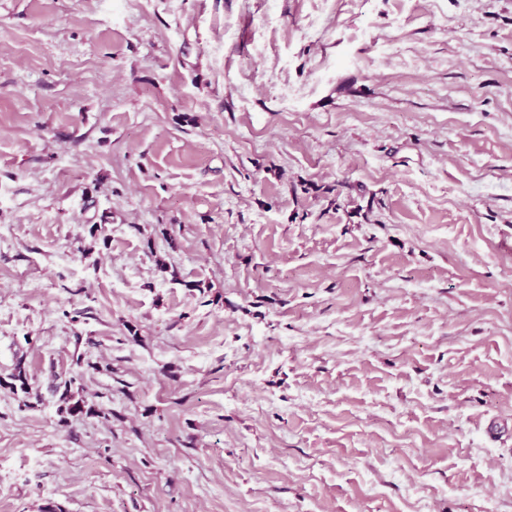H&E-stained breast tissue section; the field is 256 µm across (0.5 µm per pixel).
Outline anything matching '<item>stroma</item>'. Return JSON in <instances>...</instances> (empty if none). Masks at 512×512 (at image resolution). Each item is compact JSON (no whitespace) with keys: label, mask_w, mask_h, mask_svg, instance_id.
<instances>
[{"label":"stroma","mask_w":512,"mask_h":512,"mask_svg":"<svg viewBox=\"0 0 512 512\" xmlns=\"http://www.w3.org/2000/svg\"><path fill=\"white\" fill-rule=\"evenodd\" d=\"M0 512H512V0H0ZM73 382V379L64 382L63 390L59 397V400L62 403V406L59 407V412L69 415L85 413L86 415L107 418L108 413L104 410L96 409L94 406L88 405L82 397L76 398V395L71 390Z\"/></svg>","instance_id":"stroma-1"}]
</instances>
